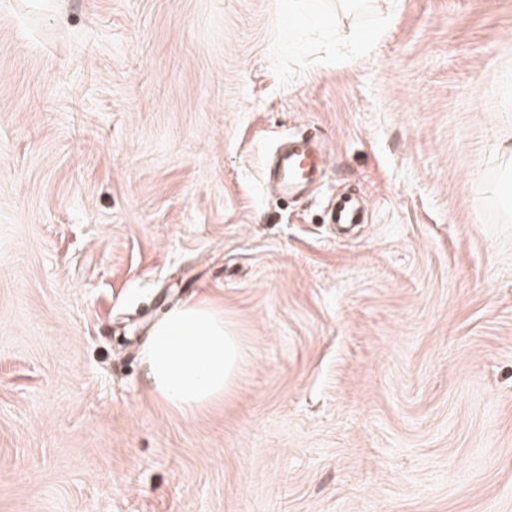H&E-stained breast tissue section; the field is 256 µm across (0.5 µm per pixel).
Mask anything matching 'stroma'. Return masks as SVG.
I'll use <instances>...</instances> for the list:
<instances>
[{
    "instance_id": "obj_1",
    "label": "stroma",
    "mask_w": 512,
    "mask_h": 512,
    "mask_svg": "<svg viewBox=\"0 0 512 512\" xmlns=\"http://www.w3.org/2000/svg\"><path fill=\"white\" fill-rule=\"evenodd\" d=\"M511 136L512 0H0V512H512ZM202 298L247 357L185 416ZM325 170L321 142L315 135H290L277 148L274 165L264 170L266 181L274 185L282 197H292L320 177ZM331 224H362L363 214L358 201L351 197H340L332 207ZM242 355L240 336L224 322V311L193 304L153 327L144 363L154 394L191 415L230 393Z\"/></svg>"
}]
</instances>
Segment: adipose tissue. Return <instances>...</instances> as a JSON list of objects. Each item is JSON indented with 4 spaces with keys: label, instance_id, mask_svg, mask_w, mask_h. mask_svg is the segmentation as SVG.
I'll list each match as a JSON object with an SVG mask.
<instances>
[{
    "label": "adipose tissue",
    "instance_id": "ef3b65f1",
    "mask_svg": "<svg viewBox=\"0 0 512 512\" xmlns=\"http://www.w3.org/2000/svg\"><path fill=\"white\" fill-rule=\"evenodd\" d=\"M242 355V342L226 324L223 311L193 304L153 327L144 363L154 394L190 415L230 393Z\"/></svg>",
    "mask_w": 512,
    "mask_h": 512
}]
</instances>
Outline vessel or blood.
Returning a JSON list of instances; mask_svg holds the SVG:
<instances>
[{
  "instance_id": "1",
  "label": "vessel or blood",
  "mask_w": 512,
  "mask_h": 512,
  "mask_svg": "<svg viewBox=\"0 0 512 512\" xmlns=\"http://www.w3.org/2000/svg\"><path fill=\"white\" fill-rule=\"evenodd\" d=\"M325 170L321 142L314 135H292L277 148L275 162L266 166L264 177L274 185L281 196L292 197L320 177ZM330 221L334 224H359L363 214L358 201L351 197L336 200Z\"/></svg>"
}]
</instances>
